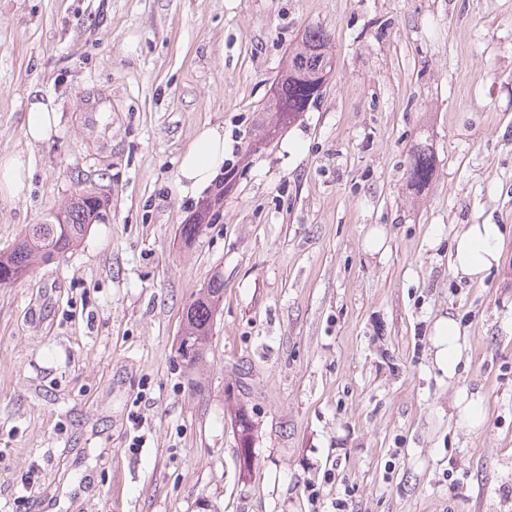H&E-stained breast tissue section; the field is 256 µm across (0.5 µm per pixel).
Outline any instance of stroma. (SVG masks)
I'll use <instances>...</instances> for the list:
<instances>
[{
    "mask_svg": "<svg viewBox=\"0 0 512 512\" xmlns=\"http://www.w3.org/2000/svg\"><path fill=\"white\" fill-rule=\"evenodd\" d=\"M311 28L320 99L248 152ZM34 95L59 131L0 198V250L72 195L107 208L0 287V512H512V0H0L1 157ZM206 127L236 186L187 245L178 163ZM463 224L505 230L481 285L449 266ZM216 273L194 375L182 316ZM408 170L410 171L408 179L414 185L423 186L427 184L433 172L431 157L423 151L413 153L410 157ZM435 361L448 378H453L461 357V330L452 318H440L434 326Z\"/></svg>",
    "mask_w": 512,
    "mask_h": 512,
    "instance_id": "obj_1",
    "label": "stroma"
}]
</instances>
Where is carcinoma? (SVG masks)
<instances>
[{"mask_svg":"<svg viewBox=\"0 0 512 512\" xmlns=\"http://www.w3.org/2000/svg\"><path fill=\"white\" fill-rule=\"evenodd\" d=\"M329 35L320 28L304 32L301 41L291 52L288 67L276 82L275 93L263 106L266 120L257 126L253 139L269 142L278 133L296 122L315 103L322 92L323 74L319 58L328 53ZM408 179L417 186L427 184L432 176V159L420 151L410 157ZM224 188H219L213 198L200 205L193 222L180 227V237L189 243L211 223L220 211ZM103 203L97 196L78 194L72 197L51 223L31 224L7 251L0 252V286H11L21 281L41 262L53 261L72 249L86 234L89 225L104 220ZM224 298V277L213 275L207 288L201 290L189 303L182 318L181 333L192 337L194 349L180 353L186 367L193 373L203 369L209 350L214 315ZM243 442L244 460H249L252 422L241 411L237 417Z\"/></svg>","mask_w":512,"mask_h":512,"instance_id":"carcinoma-1","label":"carcinoma"}]
</instances>
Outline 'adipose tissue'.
I'll use <instances>...</instances> for the list:
<instances>
[{
    "mask_svg": "<svg viewBox=\"0 0 512 512\" xmlns=\"http://www.w3.org/2000/svg\"><path fill=\"white\" fill-rule=\"evenodd\" d=\"M59 114L51 101L33 97L27 104L23 137L36 147L49 142L57 132ZM224 134L217 128L198 132L178 168L184 192L196 196L204 192L224 165ZM505 230L499 224H465L454 238L451 268L455 276L482 283L501 262V242ZM461 330L453 318H440L434 326L435 361L447 376H454L461 357Z\"/></svg>",
    "mask_w": 512,
    "mask_h": 512,
    "instance_id": "1",
    "label": "adipose tissue"
}]
</instances>
